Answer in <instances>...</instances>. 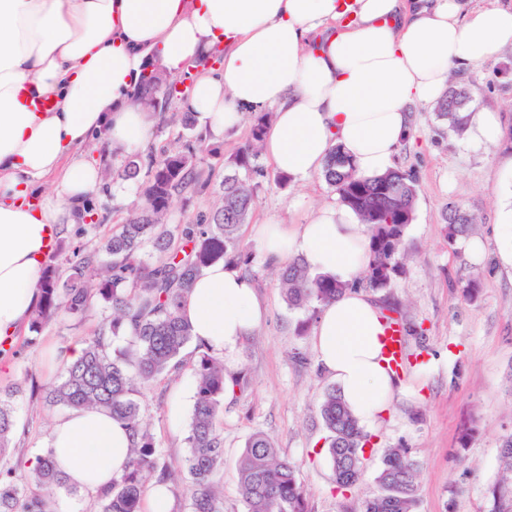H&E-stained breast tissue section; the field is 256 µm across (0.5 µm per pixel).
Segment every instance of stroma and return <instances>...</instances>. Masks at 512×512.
Here are the masks:
<instances>
[{"mask_svg": "<svg viewBox=\"0 0 512 512\" xmlns=\"http://www.w3.org/2000/svg\"><path fill=\"white\" fill-rule=\"evenodd\" d=\"M449 85L466 90L476 108L499 113L501 135L493 144L459 137L436 116L433 105L412 109V136L394 158L395 165L416 176L405 272L373 297L382 307L398 306L405 322L420 327V335L406 339L402 374L407 379L424 376L425 384L418 397L394 400L385 417L366 426L372 444L365 469L346 492L336 488L320 416L323 395L334 382L317 361L312 333L298 334L306 315L289 309L279 268L267 266L252 233L253 225L269 221L304 223L315 209L337 205L338 199L319 174L279 184L273 164L259 157V171L252 177L256 205L240 236L258 253L253 282L266 315L238 352L235 371L244 377V389L224 403V512H244L236 466L256 432L267 435L294 467L307 512H361L379 492L377 475L386 450L400 445L418 464L417 512H490L487 489L499 476L501 438L512 432V267L500 260V226L512 215V48L452 78ZM191 114L181 96L165 113H152V135L143 148L158 157L181 138L200 148L204 185L174 197L167 216L172 224H194L209 214L229 161L248 144L259 118L247 113L238 129L216 137L197 125L184 129ZM145 181L142 174L128 180L129 193L123 197L108 186L92 196L99 227L88 231L71 225L53 252L55 262H62L75 245L95 248L113 225L123 223ZM452 202L477 215L471 235L482 242V256H474L464 240L448 242L443 215ZM471 279L479 284L473 299L463 291ZM104 316L97 306L84 319L51 323L39 334L38 346L28 349L23 343L31 331L22 328L13 340L21 355L0 361V388L30 375L42 383L60 376L61 365L47 362L50 348L85 343ZM183 356L178 370L160 375L136 395L159 452L178 471L188 452L196 391L194 349L186 348ZM62 413L43 400L17 398L11 459L40 453L53 420Z\"/></svg>", "mask_w": 512, "mask_h": 512, "instance_id": "stroma-1", "label": "stroma"}]
</instances>
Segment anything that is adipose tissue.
<instances>
[{
	"label": "adipose tissue",
	"instance_id": "adipose-tissue-1",
	"mask_svg": "<svg viewBox=\"0 0 512 512\" xmlns=\"http://www.w3.org/2000/svg\"><path fill=\"white\" fill-rule=\"evenodd\" d=\"M217 47L215 73L199 61ZM508 47L512 7L496 0H0V341L27 323L56 241L102 184L80 158L91 135L128 151L149 138V115L131 99L149 64L192 71L189 107L213 133L273 110L262 149L304 181L334 146L359 175L383 173L411 133L412 106L436 102L450 75ZM253 233L274 262L300 254L345 278L369 261V229L343 206ZM181 311L230 369L266 306L251 279L217 262ZM382 330L378 303L354 292L321 310L313 334L319 364L367 424L395 395L417 393L388 368ZM43 445L72 484L95 492L122 472L131 438L107 410L77 408Z\"/></svg>",
	"mask_w": 512,
	"mask_h": 512
}]
</instances>
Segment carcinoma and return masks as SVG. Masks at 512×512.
Listing matches in <instances>:
<instances>
[{
  "mask_svg": "<svg viewBox=\"0 0 512 512\" xmlns=\"http://www.w3.org/2000/svg\"><path fill=\"white\" fill-rule=\"evenodd\" d=\"M471 97L463 90H450L434 107L448 129L461 135L466 129ZM264 123L259 122L248 143L230 163L229 173L217 191L211 213L197 224L164 222L174 196L196 181L195 147L176 144L160 158L138 156L127 161L124 177L147 168L143 200L125 223L92 251L79 246L66 264H49L39 284L41 301L31 315V332L24 346L36 344V334L52 321L84 317L94 306L107 315L86 342L82 357L63 364L61 376L43 385L31 383L30 394L43 393L51 405L68 409L94 406L112 412L132 432L133 445L123 472L95 494L97 512H141L146 481L171 488L178 475L162 459L153 434L144 425L135 400L137 386L180 366L186 347L194 340L193 329L180 312L196 274L205 266L224 261L245 273H253L254 256L239 236L256 203V189L249 183L258 172V142ZM181 157L175 167L171 158ZM325 182L341 205L352 210L369 226L370 262L352 281L336 276L308 273L304 260L288 261L280 270V284L288 307L303 310L305 327L321 307L359 286L384 290L404 271L400 247L412 224L417 203L414 175L402 168L363 177L336 149H331L322 171ZM448 244L470 233L476 219L455 203L444 216ZM152 244L158 253L153 265L145 263L140 250ZM127 336L128 347L112 351V340ZM196 394L187 436L184 460L191 512H224L223 498L214 478L224 463L223 402L225 381L239 385V377L224 376V358L204 345L195 347ZM25 393L20 384L0 389V512H51L50 500L31 494L30 483L50 491L78 492L59 469L48 449L36 456L32 471L18 460L6 459L15 420L13 403ZM328 436V453L337 488L353 486L362 474L367 434L349 411L342 395L328 391L320 405ZM503 473L488 489L491 512H512V433L502 438ZM239 493L245 512H307L303 488L293 466L277 459L274 444L264 434H252L237 464ZM418 467L404 448L389 449L377 476L380 493L364 504V512H416Z\"/></svg>",
  "mask_w": 512,
  "mask_h": 512,
  "instance_id": "cac0c4a2",
  "label": "carcinoma"
}]
</instances>
